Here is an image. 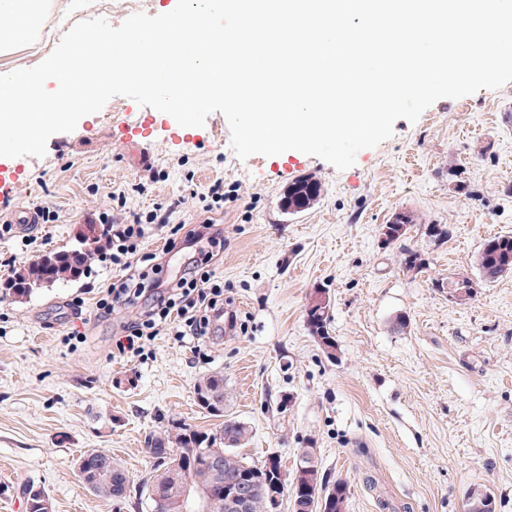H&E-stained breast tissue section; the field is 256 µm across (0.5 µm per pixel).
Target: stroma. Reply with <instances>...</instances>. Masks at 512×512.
Returning a JSON list of instances; mask_svg holds the SVG:
<instances>
[{"label":"stroma","mask_w":512,"mask_h":512,"mask_svg":"<svg viewBox=\"0 0 512 512\" xmlns=\"http://www.w3.org/2000/svg\"><path fill=\"white\" fill-rule=\"evenodd\" d=\"M57 44L45 22L0 55V68L36 66ZM111 105L51 136L44 157L0 162L14 178L10 208L57 215L30 235L0 236V282L76 245L102 216L120 223L180 197L182 208L151 225L138 251L160 254L165 276H179L209 244L168 247L172 226L214 224L224 239L215 272L238 324L198 341L167 325L141 354H120V325L147 303L100 317L96 301L124 274L102 261L20 301L0 294V512H26L30 482L53 512H151L146 441L174 421L222 425L195 394L215 371L228 413L252 429L243 457H278L289 474L313 447L322 472L348 483V512H464L478 484L494 492L498 512H512V274L486 283L476 267L487 239L512 234V82L397 120L392 137L345 170L300 152L239 159L219 112L188 143L167 114L125 96ZM304 176L322 194L288 213L281 198ZM218 180L224 205L210 210L203 196ZM399 210L415 224L403 246L384 247L380 228ZM431 224L448 225L447 241L427 235ZM404 246L425 258L423 272H403ZM459 275L476 286L463 305L437 286ZM318 286L331 291L332 360L305 322ZM399 316L402 333L392 330ZM93 448L130 476L122 510L79 480L73 461Z\"/></svg>","instance_id":"stroma-1"}]
</instances>
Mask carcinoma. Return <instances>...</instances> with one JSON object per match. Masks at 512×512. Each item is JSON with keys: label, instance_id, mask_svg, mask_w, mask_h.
Masks as SVG:
<instances>
[{"label": "carcinoma", "instance_id": "1", "mask_svg": "<svg viewBox=\"0 0 512 512\" xmlns=\"http://www.w3.org/2000/svg\"><path fill=\"white\" fill-rule=\"evenodd\" d=\"M322 185L312 176L302 177L288 186L283 205L291 211H301L317 201ZM415 224L408 211L393 213L387 227L391 235L385 244H397ZM111 245L107 231L99 228L90 236L81 237L79 245L44 255L39 260L17 270L4 283L5 294L15 298L29 296L36 288L51 287L61 282H76L92 272L93 266ZM401 265L406 272L419 273L426 261L417 251L404 248ZM476 265L485 282H494L512 273V234L486 240L476 257ZM330 290L316 287L309 295L306 323L317 339L323 354L336 359L338 344L331 334ZM198 405L215 416L224 417V425L213 432L192 429L173 423L148 438L150 454L157 460L155 473L144 481V490L152 504V512H183L181 505L182 479L191 477L209 487L212 492L210 512H228L225 504L224 478L227 475L247 477L253 485L249 512H278L285 488L291 490L292 512H345L349 489L346 482L330 485L319 472L315 455L299 459L302 469L295 470L292 479L274 478L265 464L249 463L237 449L249 441L251 429L247 423L224 414V401L229 392L224 387V374L217 371L203 376L195 387ZM220 456L223 473L214 472L208 460ZM278 489L271 490L273 481ZM127 475L124 467L114 463L112 470L87 488L98 497L116 502L126 494ZM26 500H31L29 512H52V503L45 491L31 483L23 488ZM466 512H496L494 493L484 485H474L465 494Z\"/></svg>", "mask_w": 512, "mask_h": 512}]
</instances>
